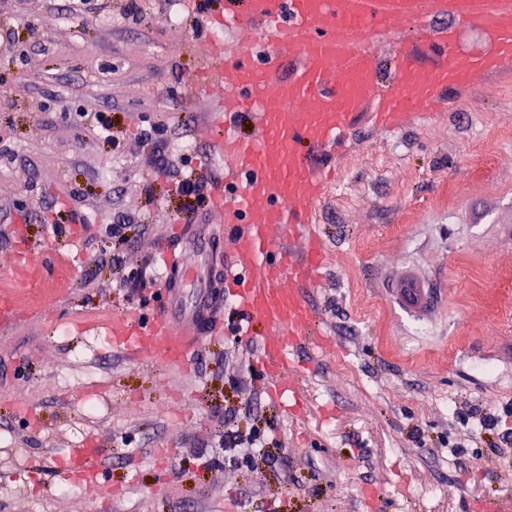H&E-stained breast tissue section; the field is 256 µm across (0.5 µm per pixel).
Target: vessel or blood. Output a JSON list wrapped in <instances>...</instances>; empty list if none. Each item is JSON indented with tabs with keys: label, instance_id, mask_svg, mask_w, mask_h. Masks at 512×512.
I'll list each match as a JSON object with an SVG mask.
<instances>
[{
	"label": "vessel or blood",
	"instance_id": "vessel-or-blood-1",
	"mask_svg": "<svg viewBox=\"0 0 512 512\" xmlns=\"http://www.w3.org/2000/svg\"><path fill=\"white\" fill-rule=\"evenodd\" d=\"M207 27L235 31V45L204 38L198 89L213 110L202 129L226 175L211 182L217 223L193 219L158 243L161 299L150 316L112 319V349L139 362L184 368L205 340L224 330L232 297L250 334L262 326L258 362L271 396H293L296 349L333 351L304 292L326 265L316 208L336 175L350 119L370 108L392 132L435 112L447 90L473 89L480 76L512 64V0H210ZM478 25L481 53L457 49L454 27ZM412 26L415 38L393 54L391 83L377 62L378 37ZM293 60L289 79L280 62ZM245 116L249 132L234 121ZM24 288L41 287L40 250L29 244L13 270ZM89 487L101 488L103 451H71Z\"/></svg>",
	"mask_w": 512,
	"mask_h": 512
}]
</instances>
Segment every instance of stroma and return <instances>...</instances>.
Instances as JSON below:
<instances>
[{
	"mask_svg": "<svg viewBox=\"0 0 512 512\" xmlns=\"http://www.w3.org/2000/svg\"><path fill=\"white\" fill-rule=\"evenodd\" d=\"M0 0V512H475L512 502V456L493 454L512 418V67L451 90L444 109L384 133L360 113L316 220L328 263L306 299L335 351L306 347L293 377L301 413H284L255 359L258 334L206 342L189 370L112 350L108 328L158 297L113 285L115 265L145 268L188 220L178 179L224 168L196 129L211 110L195 83L208 0ZM176 22H169V13ZM112 115L110 140L83 113ZM162 123L160 144L141 129ZM163 154L177 173L154 163ZM132 215L123 240L102 227ZM24 219L72 266L62 288L14 287L10 227ZM429 291L409 303L406 283ZM238 383H231L230 375ZM263 431L265 457L210 470L224 414ZM471 414L469 426L459 414ZM467 434L456 461L445 439ZM105 452L111 495L63 470L71 449Z\"/></svg>",
	"mask_w": 512,
	"mask_h": 512,
	"instance_id": "stroma-1",
	"label": "stroma"
}]
</instances>
